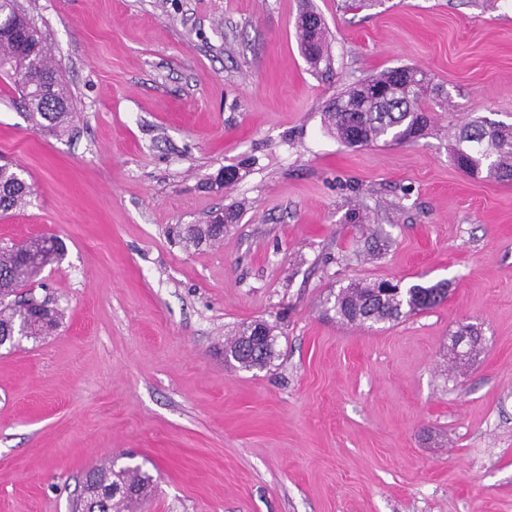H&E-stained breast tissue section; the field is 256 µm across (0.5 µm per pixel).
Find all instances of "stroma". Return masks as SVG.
Returning <instances> with one entry per match:
<instances>
[{"instance_id":"stroma-1","label":"stroma","mask_w":512,"mask_h":512,"mask_svg":"<svg viewBox=\"0 0 512 512\" xmlns=\"http://www.w3.org/2000/svg\"><path fill=\"white\" fill-rule=\"evenodd\" d=\"M20 3L75 112L39 132L0 74V161L34 190L0 241L67 248L31 284L60 327L0 349V512H74L122 454L155 481L138 512H512V182L453 160L464 125H512V0ZM308 4L324 73L299 45ZM401 66L448 99L422 138L326 130L337 93ZM232 205L222 245L168 234ZM352 280L448 299L351 325L332 305ZM257 319L274 360L225 365ZM462 324L478 348L456 367Z\"/></svg>"}]
</instances>
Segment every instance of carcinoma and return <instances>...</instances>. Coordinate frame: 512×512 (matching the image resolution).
Here are the masks:
<instances>
[{
    "instance_id": "1",
    "label": "carcinoma",
    "mask_w": 512,
    "mask_h": 512,
    "mask_svg": "<svg viewBox=\"0 0 512 512\" xmlns=\"http://www.w3.org/2000/svg\"><path fill=\"white\" fill-rule=\"evenodd\" d=\"M1 8L7 10L5 19L14 35L0 41V70L13 80L34 125L49 134L62 135L72 119V102L47 55L42 34L18 0H0ZM300 44L312 69H331L326 40L302 35ZM411 71L425 85L412 94L375 95L374 89L392 83L393 69L338 93L325 107L328 129L349 147H365L380 140L401 144L423 136L430 123V113L422 107L428 92L427 75L414 67ZM454 161L470 175L484 173L490 180L512 181V126L482 119L464 127L456 136ZM30 195V187L20 174L9 165H0V213L23 209ZM238 216L231 209L216 212L207 223L189 226L183 239L195 247L221 243L223 220L235 222ZM65 250V242L53 234L0 245V347H12L24 338L49 336L59 327L61 313L49 300L25 297L20 290L44 268L58 262ZM447 298L448 284L443 281L412 284L397 295L382 293L376 281H352L339 288L333 310L342 322L371 326L428 311ZM259 329L263 331L261 337L256 335ZM275 329L265 320L241 325L224 341V362L244 370L267 367L275 355ZM153 485V476L140 466L118 467L109 457L86 473L79 509L87 512L95 505L98 512H135Z\"/></svg>"
}]
</instances>
